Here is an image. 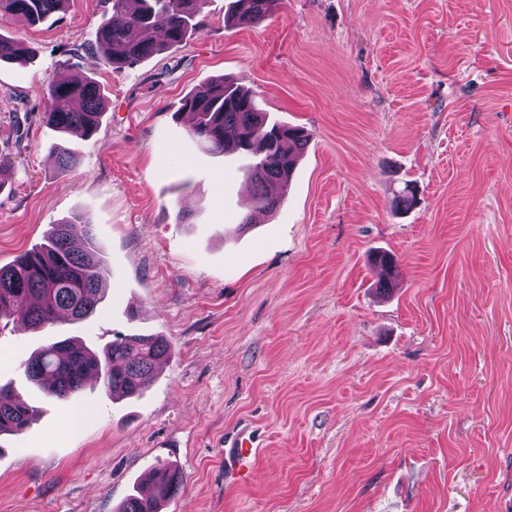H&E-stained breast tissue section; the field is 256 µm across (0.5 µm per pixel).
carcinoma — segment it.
Listing matches in <instances>:
<instances>
[{
    "label": "carcinoma",
    "mask_w": 512,
    "mask_h": 512,
    "mask_svg": "<svg viewBox=\"0 0 512 512\" xmlns=\"http://www.w3.org/2000/svg\"><path fill=\"white\" fill-rule=\"evenodd\" d=\"M63 0H0V12L23 17L29 24L43 23ZM112 15L121 17L100 23L91 37L74 49L97 57L113 69L133 65L181 44L189 32L201 26L204 0H105ZM278 0H232L229 17L238 26H251L272 14ZM36 48L17 39L0 36V62L31 60ZM44 117L61 132L98 128L105 111L101 87L87 77L64 74L45 91ZM193 114L190 133L209 150L222 154L227 148L249 159L247 171L253 185L250 209L271 213L280 200L269 186H285L310 135L301 126L269 120L256 104L254 92L222 77L197 87L184 100ZM380 269L379 285H391L397 260L389 252L374 254ZM109 282L90 225L67 222L53 225L46 243L6 267H0V318L21 327L39 330L60 317L81 321L94 315ZM162 336L132 335L112 340L100 352L69 339L48 342L24 363L27 379L46 394L70 399L86 389L99 388L108 396L133 398L169 355ZM33 409L14 394L0 388V435L19 434L31 423ZM152 492L137 490L116 512H160L162 500L175 495L182 484L179 471L167 464L153 466L146 475Z\"/></svg>",
    "instance_id": "obj_1"
}]
</instances>
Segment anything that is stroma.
Here are the masks:
<instances>
[{
	"label": "stroma",
	"mask_w": 512,
	"mask_h": 512,
	"mask_svg": "<svg viewBox=\"0 0 512 512\" xmlns=\"http://www.w3.org/2000/svg\"><path fill=\"white\" fill-rule=\"evenodd\" d=\"M226 2L119 71L71 54L103 0L37 28L0 14L38 49L0 63V266L68 220L110 273L86 320L0 321V386L37 411L0 436V512H115L160 462L183 476L161 512H512V0H281L242 28ZM66 68L104 90L92 136L44 122ZM219 76L311 134L247 226L244 160L195 142L182 110ZM379 251L400 264L386 293ZM134 334L172 346L139 398L60 402L25 379L47 342ZM242 425L264 452L232 481Z\"/></svg>",
	"instance_id": "1"
}]
</instances>
